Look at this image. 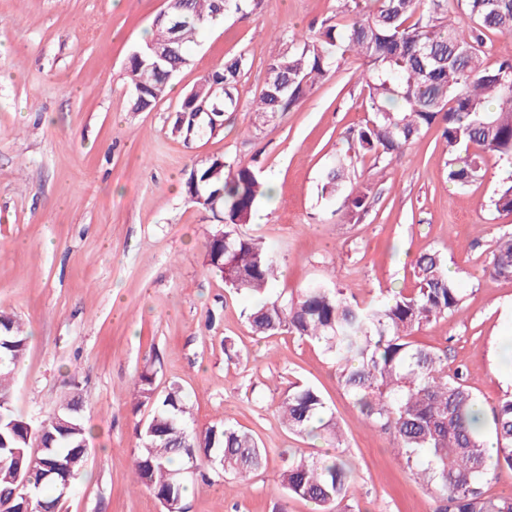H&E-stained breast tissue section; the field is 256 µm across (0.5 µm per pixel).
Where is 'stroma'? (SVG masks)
<instances>
[{
  "label": "stroma",
  "mask_w": 512,
  "mask_h": 512,
  "mask_svg": "<svg viewBox=\"0 0 512 512\" xmlns=\"http://www.w3.org/2000/svg\"><path fill=\"white\" fill-rule=\"evenodd\" d=\"M167 5L0 0V308L29 333L12 399L37 423L79 397L92 430L61 512H164L131 481L135 426L151 409L134 408L130 388L150 360L159 388L175 382L188 394L198 428L222 419L267 451V468L249 488L230 476L191 482L185 512H314L286 498L278 478L289 452L327 449L289 434L277 418V403L301 381L319 389L344 430L352 512H434L431 490L396 458L389 431L354 406L316 344L252 333L246 299L204 266L206 238L219 223L191 202L186 182L217 156L259 170L274 194L239 230L281 253L274 289L288 296L323 282L367 303L413 288L411 257L443 253L467 296L414 340L446 351L449 371L463 372L489 435L499 401L512 394V366L502 356L512 336V279L487 272L496 239L512 230V213L490 207L506 164L485 153L482 178L458 188L433 126L392 161L354 157L364 212H351L343 197L324 198L326 168L352 154L353 133L369 118L356 77L363 60L347 56L268 123L256 122L251 107L269 60L287 39L334 16L338 0H262L249 18L226 15L203 32L167 95L152 110L132 111L129 57ZM239 55L238 107L225 113L223 129L203 139L173 133L183 96Z\"/></svg>",
  "instance_id": "stroma-1"
}]
</instances>
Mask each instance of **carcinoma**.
Masks as SVG:
<instances>
[{
	"mask_svg": "<svg viewBox=\"0 0 512 512\" xmlns=\"http://www.w3.org/2000/svg\"><path fill=\"white\" fill-rule=\"evenodd\" d=\"M476 30L464 34L448 19V0H341L347 24L329 17L312 36L293 39L267 64L265 86L252 108L255 120L270 121L287 112L320 83L339 61L353 53L365 61L362 74L372 118L355 135L354 155L393 159L425 128L441 125L448 147V180L466 187L482 177L476 146L512 164V62L495 68L483 59L479 33L512 34V0H463ZM260 0H168V18L158 22L153 43L171 38L177 26L179 53L156 63L144 50L131 55L128 73L132 109L152 108L168 89L175 69L189 65L188 46L211 21L228 12L251 16ZM244 67L242 57L224 61L213 76H224L222 114L238 107L234 95ZM180 134H214L210 118L194 127L174 124ZM352 157L328 167L321 192L344 195L354 212L366 195L351 186ZM187 192L210 211L224 229L207 238L208 269L231 291L251 298L246 321L254 333L270 337L283 331L318 344L336 365L338 382L362 415L393 434L396 456L411 475L433 489L436 512H512V495L489 497L480 484L497 469L512 470V396L494 415L496 453L487 454L483 433L474 427L478 401L461 380L448 373L447 356L412 341L415 332L454 313L463 291L449 274L442 253L412 260L416 288L382 294L360 304L343 289L324 283L300 289L290 300L271 296L280 254L260 238L244 237L259 199L271 189L251 167L214 157L191 172ZM497 212L512 213V176L493 198ZM493 277L512 278V231L496 241L488 267ZM29 335L15 315L0 309V512H49L59 509L64 483L74 486L88 449L89 429L64 401L34 425L14 407L11 388ZM157 369L149 362L133 382L135 407L152 414L136 425L133 482L159 501L183 500L189 480L179 474L187 452L216 459L224 475L249 484L267 464L256 438L219 420L198 429L183 389L157 390ZM281 424L292 434L319 438L332 451L294 453L280 474L287 496L313 503L318 512H336L354 495L350 468L341 458L343 432L322 393L309 384L292 386L277 406Z\"/></svg>",
	"mask_w": 512,
	"mask_h": 512,
	"instance_id": "carcinoma-1",
	"label": "carcinoma"
}]
</instances>
